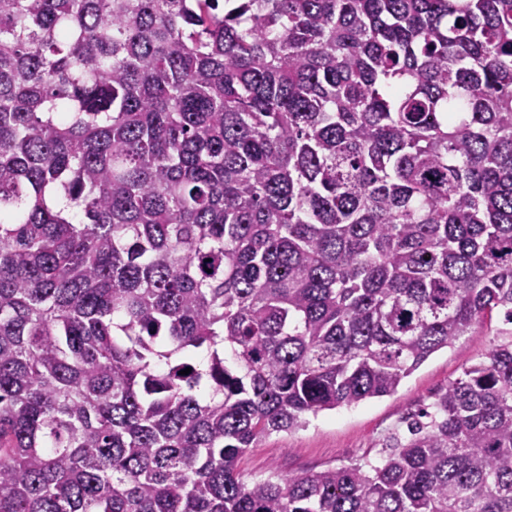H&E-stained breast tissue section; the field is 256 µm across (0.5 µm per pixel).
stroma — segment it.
<instances>
[{"label": "stroma", "instance_id": "stroma-1", "mask_svg": "<svg viewBox=\"0 0 512 512\" xmlns=\"http://www.w3.org/2000/svg\"><path fill=\"white\" fill-rule=\"evenodd\" d=\"M504 327L486 316L475 332L431 355L390 395L309 417L305 428L264 436L237 461L245 482L303 474L381 457L382 444L403 418L431 404L471 365L482 362Z\"/></svg>", "mask_w": 512, "mask_h": 512}]
</instances>
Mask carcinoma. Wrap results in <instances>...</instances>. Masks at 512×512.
Returning <instances> with one entry per match:
<instances>
[{
    "instance_id": "carcinoma-1",
    "label": "carcinoma",
    "mask_w": 512,
    "mask_h": 512,
    "mask_svg": "<svg viewBox=\"0 0 512 512\" xmlns=\"http://www.w3.org/2000/svg\"><path fill=\"white\" fill-rule=\"evenodd\" d=\"M0 512H512V0H0ZM503 328V316L494 310L473 334L431 355L393 394L310 415L305 428L260 438L237 461L242 480L251 483L278 474L378 461L386 437L397 427L404 430L403 418L431 404L467 367L484 361Z\"/></svg>"
}]
</instances>
